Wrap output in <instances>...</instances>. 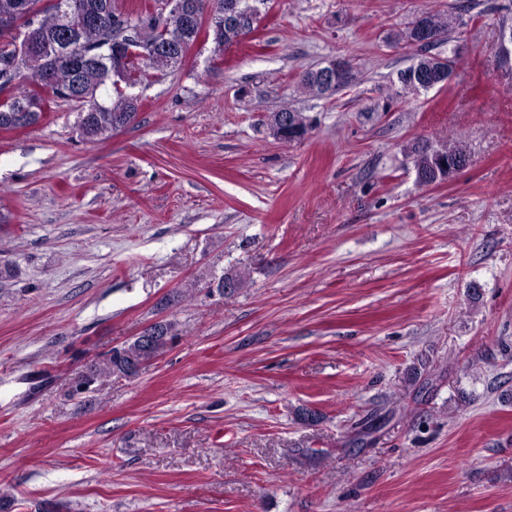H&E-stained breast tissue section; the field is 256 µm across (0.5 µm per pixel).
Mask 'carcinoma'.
<instances>
[{
  "mask_svg": "<svg viewBox=\"0 0 512 512\" xmlns=\"http://www.w3.org/2000/svg\"><path fill=\"white\" fill-rule=\"evenodd\" d=\"M49 0H0V17L10 15L18 19L22 14L34 15L39 34H32L20 26L17 29L0 27V64L16 57V46H26V54L41 61L38 66L24 69L20 73L14 101L0 105V131H11L38 123L44 116L47 91L53 98L71 99L77 87L97 88L96 99L82 102L78 126L84 137L104 140L128 126L136 117L139 104L133 96L120 89L112 79V53L114 44L107 39L106 31L125 33L133 38L138 35V22L149 18L150 11L121 9L119 0H73L78 7L69 14H59L48 5ZM199 14L211 10L218 15L226 5L236 4L240 13L251 15L259 21L258 12L243 6L246 0H194ZM423 22L437 39L414 48L417 62H426L442 43L451 41L452 35L462 34L460 16L445 12L422 11L405 28L392 34V41L405 48L411 47L412 27L415 21ZM169 24L184 28L183 44L176 55H156V61L145 60L129 63V81L132 87L150 74L166 75L182 65L184 58L199 37L201 25L184 27L183 16L168 13ZM206 35L212 38L215 50L223 51L232 42L228 27L217 22L207 24ZM286 112L291 117V132L284 133L283 142L292 143L305 139L313 124L303 113L283 107L269 113L267 118L271 130H276L277 117ZM414 165L417 172L427 176L425 184L441 182L458 174L456 163L467 157V152L458 139L448 145L432 147L423 145L414 149ZM245 284V273L225 276L219 281V291L233 294ZM157 340L150 347L139 339L121 347H115L90 369V381L107 377H134L135 369L154 359L175 338L170 322L150 326Z\"/></svg>",
  "mask_w": 512,
  "mask_h": 512,
  "instance_id": "1",
  "label": "carcinoma"
}]
</instances>
